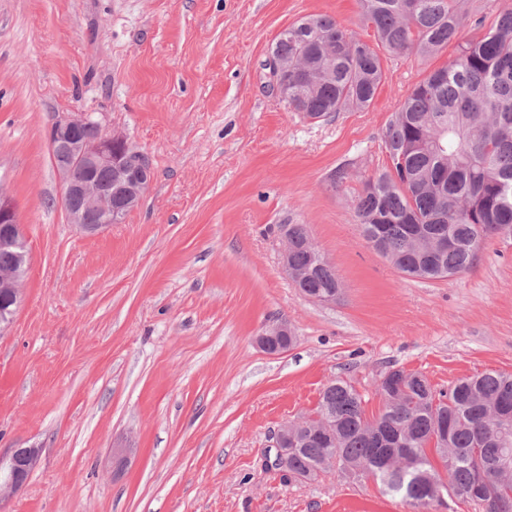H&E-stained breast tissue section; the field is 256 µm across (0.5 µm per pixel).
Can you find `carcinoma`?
<instances>
[{
  "mask_svg": "<svg viewBox=\"0 0 512 512\" xmlns=\"http://www.w3.org/2000/svg\"><path fill=\"white\" fill-rule=\"evenodd\" d=\"M362 16L389 53L434 55L456 43L447 65L417 83L388 121V165L354 201L364 240L400 272L436 280L470 271V242L512 235V8L484 36L464 40L480 19L463 0H359ZM288 60L279 81L289 110L321 120L365 110L383 80L379 54L327 15H312L272 46ZM292 266L309 271L302 288L341 296L336 271L312 243L307 225H288ZM368 418L347 381L324 386L299 443L288 449V481L313 474L376 481L410 512H435L445 498L479 512H512V485L497 472L512 449V373L485 371L436 392L420 372L394 369ZM336 459V470L329 461ZM486 470L480 486L475 465Z\"/></svg>",
  "mask_w": 512,
  "mask_h": 512,
  "instance_id": "carcinoma-1",
  "label": "carcinoma"
}]
</instances>
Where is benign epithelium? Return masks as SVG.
I'll return each mask as SVG.
<instances>
[{
  "instance_id": "obj_1",
  "label": "benign epithelium",
  "mask_w": 512,
  "mask_h": 512,
  "mask_svg": "<svg viewBox=\"0 0 512 512\" xmlns=\"http://www.w3.org/2000/svg\"><path fill=\"white\" fill-rule=\"evenodd\" d=\"M96 134L88 136L85 128ZM52 151L69 156L82 176L76 178L66 168L62 179L61 204L70 223L81 232L94 235L111 224H120L147 192L154 179V167L148 153L118 133L109 131L102 122L85 112H72L55 119L50 128ZM133 183L119 205L112 203V187ZM0 245L19 249L24 246L22 226L13 203L0 195ZM20 273H0V291L14 305L21 300ZM296 339L294 328L286 319L268 326L256 337L258 347L270 355H279L291 348ZM295 422L281 426L275 437V465L285 459V448L295 441ZM37 448H16L9 459L0 455V501L22 488L36 465Z\"/></svg>"
}]
</instances>
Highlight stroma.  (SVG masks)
I'll return each instance as SVG.
<instances>
[{
  "label": "stroma",
  "instance_id": "1",
  "mask_svg": "<svg viewBox=\"0 0 512 512\" xmlns=\"http://www.w3.org/2000/svg\"><path fill=\"white\" fill-rule=\"evenodd\" d=\"M312 14L377 43L358 0H0V194L28 252L0 330V453L41 451L6 512H406L370 480L286 482L268 465L275 433L336 378L372 416L392 368L442 391L512 372V237L463 275L412 279L352 206L387 165L392 113L454 48L383 56L369 109L312 122L266 65ZM66 112L103 119L155 168L140 205L91 236L60 205L48 132ZM283 224L307 225L336 302L294 288ZM278 318L297 342L271 356L254 338Z\"/></svg>",
  "mask_w": 512,
  "mask_h": 512
}]
</instances>
